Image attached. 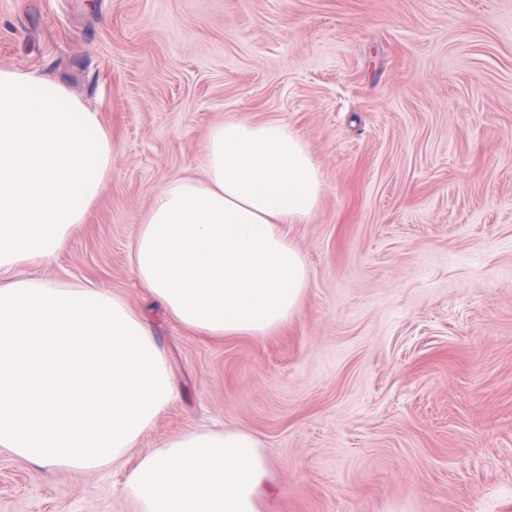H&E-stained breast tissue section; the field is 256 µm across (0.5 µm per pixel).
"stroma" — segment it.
Wrapping results in <instances>:
<instances>
[{
  "mask_svg": "<svg viewBox=\"0 0 512 512\" xmlns=\"http://www.w3.org/2000/svg\"><path fill=\"white\" fill-rule=\"evenodd\" d=\"M0 68L63 82L112 138L111 180L32 274L150 299L130 253L209 128L282 121L322 175L284 230L310 283L266 336L152 309L176 395L125 464L0 450V512H136L137 460L242 428L266 512H512V0H0Z\"/></svg>",
  "mask_w": 512,
  "mask_h": 512,
  "instance_id": "stroma-1",
  "label": "stroma"
}]
</instances>
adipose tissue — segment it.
I'll use <instances>...</instances> for the list:
<instances>
[{
  "label": "adipose tissue",
  "mask_w": 512,
  "mask_h": 512,
  "mask_svg": "<svg viewBox=\"0 0 512 512\" xmlns=\"http://www.w3.org/2000/svg\"><path fill=\"white\" fill-rule=\"evenodd\" d=\"M203 178L174 177L138 224L131 264L165 314L203 336H265L309 285L283 227L323 193L285 122L223 121ZM112 176V139L60 82L0 69V450L38 467L119 463L174 395L147 320L104 288L25 275L54 259ZM269 461L244 429H191L139 458V512H265Z\"/></svg>",
  "instance_id": "1"
}]
</instances>
